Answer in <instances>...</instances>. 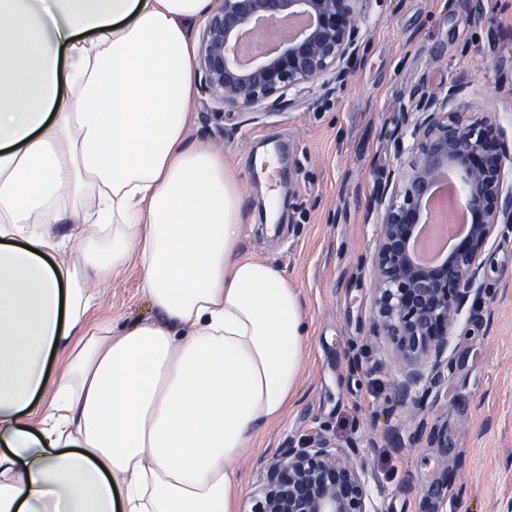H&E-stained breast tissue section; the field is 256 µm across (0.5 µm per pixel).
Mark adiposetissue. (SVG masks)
<instances>
[{"instance_id":"ef3b65f1","label":"adipose tissue","mask_w":512,"mask_h":512,"mask_svg":"<svg viewBox=\"0 0 512 512\" xmlns=\"http://www.w3.org/2000/svg\"><path fill=\"white\" fill-rule=\"evenodd\" d=\"M218 0H0V512H236L308 328L187 140ZM150 314L99 318L129 262Z\"/></svg>"}]
</instances>
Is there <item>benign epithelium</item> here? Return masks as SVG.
<instances>
[{"mask_svg":"<svg viewBox=\"0 0 512 512\" xmlns=\"http://www.w3.org/2000/svg\"><path fill=\"white\" fill-rule=\"evenodd\" d=\"M356 0H222L200 39L196 70L217 111L286 103L304 84L340 81L358 62L363 41ZM302 18L304 26L272 44L255 42L244 57L245 36L272 23ZM431 102L414 127L416 153L389 200L374 258L381 326L405 363L394 384L402 402L436 386L447 365L448 333L477 274L482 249L497 224L512 223V182L506 147L495 120L466 121ZM456 170L467 186L462 206L470 228L442 262L415 263L410 244L436 180ZM354 448L331 442L324 430L291 438L261 468L250 512H378Z\"/></svg>","mask_w":512,"mask_h":512,"instance_id":"obj_1","label":"benign epithelium"}]
</instances>
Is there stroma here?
Listing matches in <instances>:
<instances>
[{
  "mask_svg": "<svg viewBox=\"0 0 512 512\" xmlns=\"http://www.w3.org/2000/svg\"><path fill=\"white\" fill-rule=\"evenodd\" d=\"M361 59L293 106L224 116L198 92L188 138L238 176L244 253L274 261L310 330L296 394L235 463L247 512L260 461L317 428L358 448L380 512H506L512 502V224L499 225L449 330L423 407L395 399L403 368L379 327V193L412 158L417 104L494 118L512 155V0H357ZM454 100H447L449 90ZM100 315H148L129 264L99 285Z\"/></svg>",
  "mask_w": 512,
  "mask_h": 512,
  "instance_id": "obj_1",
  "label": "stroma"
}]
</instances>
